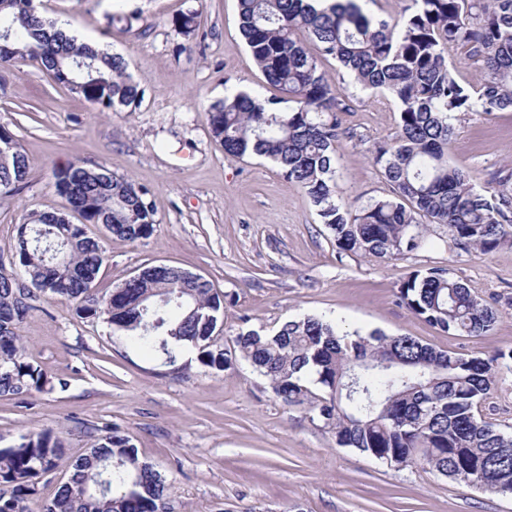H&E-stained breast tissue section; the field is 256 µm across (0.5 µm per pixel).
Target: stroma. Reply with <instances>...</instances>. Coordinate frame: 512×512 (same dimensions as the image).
Returning a JSON list of instances; mask_svg holds the SVG:
<instances>
[{"mask_svg": "<svg viewBox=\"0 0 512 512\" xmlns=\"http://www.w3.org/2000/svg\"><path fill=\"white\" fill-rule=\"evenodd\" d=\"M41 15L122 55L143 92L138 105L102 112L55 82L39 61L0 66V125L17 139L29 174L0 199V254L8 255L32 211L61 212L54 173L73 162L104 167L148 188L149 238L129 241L101 224L87 228L105 261L96 280L111 293L139 270L179 267L227 297L224 346L241 328H277L296 315L341 330L406 334L435 348L489 357L512 350V242L481 255L453 246L429 225L428 245L396 260L338 256L305 191L271 161L226 156L209 132L207 107L238 88L275 96L241 40L237 0H36ZM140 11L132 29L112 14ZM192 11L194 36L173 18ZM351 109L336 151L337 197L346 204L389 197L369 150L398 130L387 95L349 89ZM450 161L477 188L512 175V111L472 112L456 126ZM442 266L499 311L480 336L442 333L399 303L400 282ZM18 325L27 352L53 389L0 397V448L21 435L62 433L76 458L106 432L131 440L165 475L171 512H512V495L468 487L431 471L394 470L351 448L289 406L246 361L221 376L195 355L167 365L128 347L103 319L39 294Z\"/></svg>", "mask_w": 512, "mask_h": 512, "instance_id": "obj_1", "label": "stroma"}]
</instances>
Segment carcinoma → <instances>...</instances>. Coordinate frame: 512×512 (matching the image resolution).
I'll use <instances>...</instances> for the list:
<instances>
[{
    "label": "carcinoma",
    "instance_id": "carcinoma-1",
    "mask_svg": "<svg viewBox=\"0 0 512 512\" xmlns=\"http://www.w3.org/2000/svg\"><path fill=\"white\" fill-rule=\"evenodd\" d=\"M0 0V29L11 38L0 64L28 55L63 84L102 111L138 103L143 91L123 56L96 51L22 7ZM238 28L266 81L294 106L284 112L277 98L245 91L209 106L212 136L231 157L255 155L275 163L284 178L303 188L336 244L348 253L396 259L419 249L426 218L448 226L453 244L488 254L507 242L512 193L487 195L470 174L448 161L455 123L470 112L512 109V0H410L404 13L375 20L358 0H237ZM456 43L481 63L475 85H459L446 48ZM334 58L363 90L391 94L399 104L398 131L377 144L371 158L392 196L357 206L336 201V150L343 88L321 69ZM94 67L99 85L74 71ZM12 142L0 160V195L26 180L29 163ZM55 188L82 222L62 225L73 240L50 265L31 241L33 228L60 218L32 212L19 225L12 257L40 292L75 305L81 318H105L112 331L143 351H162L177 362L197 352L203 366L224 372L242 358L269 379L282 402L308 404L312 419L333 433L336 444L354 448L400 470L437 472L459 483L512 495V433L487 420L482 406L497 380L512 376V350L488 359L437 349L407 335L339 331L330 320L303 316L269 333L251 329L234 338L233 349L215 346L224 327L225 295L202 277L169 266L143 268L108 295L95 291L105 260L88 224H105L130 241L153 232L148 190L107 170L73 163L54 172ZM31 291L17 287L0 264V396L41 391L50 379L26 354L16 324L31 306ZM397 298L412 314L455 336H479L498 311L440 266L409 273ZM319 386L315 392L308 383ZM65 467L67 481L41 512H168L165 477L142 461L130 440L112 431L69 462L51 430L21 437L0 448V512H26L23 503L40 494V478Z\"/></svg>",
    "mask_w": 512,
    "mask_h": 512
}]
</instances>
